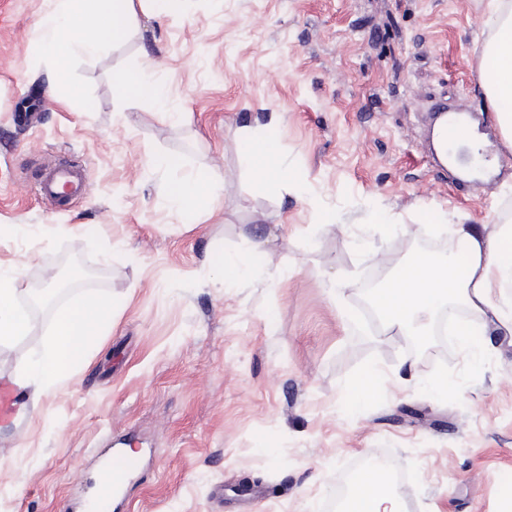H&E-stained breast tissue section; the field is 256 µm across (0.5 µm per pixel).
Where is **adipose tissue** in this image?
<instances>
[{
  "label": "adipose tissue",
  "instance_id": "adipose-tissue-1",
  "mask_svg": "<svg viewBox=\"0 0 512 512\" xmlns=\"http://www.w3.org/2000/svg\"><path fill=\"white\" fill-rule=\"evenodd\" d=\"M143 2L55 0L39 31L41 49L54 64L57 84H67L73 56L91 55L106 43L124 41ZM91 26L97 28L98 38L84 37ZM481 75L504 142L512 148V9L498 12L494 36L482 50ZM223 183V173L209 169L169 182L166 195L190 219ZM449 230L457 244L455 254L443 259L416 254L383 287L372 290L371 306L385 326L420 338L428 333L436 303H461L472 314L456 328L466 349L477 336L497 331L512 335V226L505 224L487 234L471 224H453ZM21 294L14 275L0 270V344L26 335L31 328V317L19 303ZM111 318V305L99 297L82 296L61 307L46 346L23 373L9 380L16 398L7 405L5 419L13 421L26 413L21 390L43 391L63 384L94 340L96 325ZM346 512H401L400 501L385 490L379 471L372 468L353 482Z\"/></svg>",
  "mask_w": 512,
  "mask_h": 512
}]
</instances>
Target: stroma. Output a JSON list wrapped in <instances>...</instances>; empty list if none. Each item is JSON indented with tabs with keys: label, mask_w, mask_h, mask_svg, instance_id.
Returning a JSON list of instances; mask_svg holds the SVG:
<instances>
[{
	"label": "stroma",
	"mask_w": 512,
	"mask_h": 512,
	"mask_svg": "<svg viewBox=\"0 0 512 512\" xmlns=\"http://www.w3.org/2000/svg\"><path fill=\"white\" fill-rule=\"evenodd\" d=\"M487 2L191 0L169 18L145 0L123 42L75 57L81 97L62 105L37 34L51 0H0V269L27 290L64 260L71 297L112 302L66 382L0 421V512H83L124 447L142 464L112 512H325L375 462L404 512H500L512 338L474 364L440 331L386 328L367 300L414 254L447 256L442 225H512V150L481 80ZM151 62L161 106L118 90ZM434 101L483 114L499 171L482 187L436 157ZM268 126L280 179L259 193L245 148ZM167 154L224 173L194 223L166 197ZM61 158L84 166L87 196L52 210L35 185ZM260 242L268 260L224 284L214 257ZM52 326L33 318L0 346V382ZM369 368L377 393L358 409L348 384ZM437 376L447 388H424Z\"/></svg>",
	"instance_id": "obj_1"
}]
</instances>
